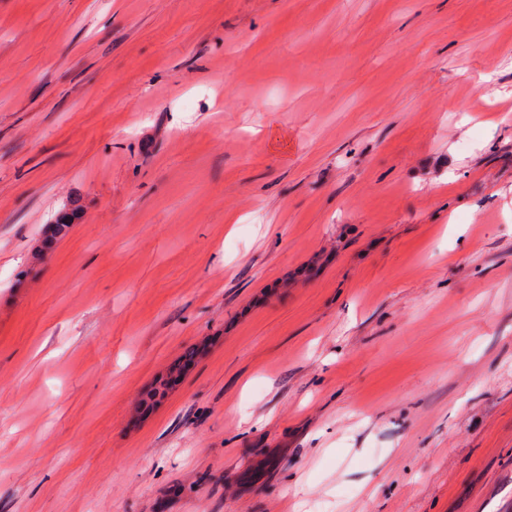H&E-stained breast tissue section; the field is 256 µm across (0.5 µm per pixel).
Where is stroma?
<instances>
[{
    "mask_svg": "<svg viewBox=\"0 0 512 512\" xmlns=\"http://www.w3.org/2000/svg\"><path fill=\"white\" fill-rule=\"evenodd\" d=\"M0 512H512V0H0Z\"/></svg>",
    "mask_w": 512,
    "mask_h": 512,
    "instance_id": "1",
    "label": "stroma"
}]
</instances>
